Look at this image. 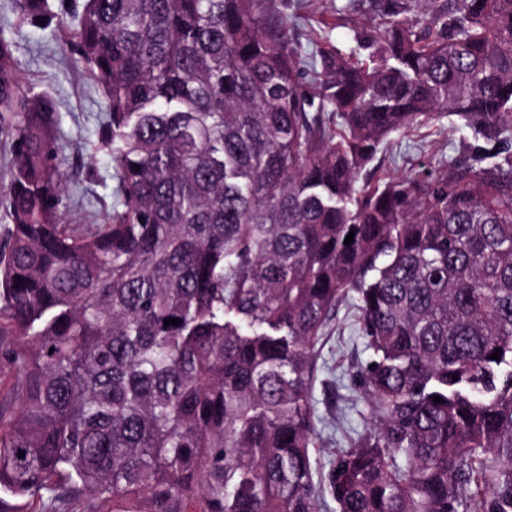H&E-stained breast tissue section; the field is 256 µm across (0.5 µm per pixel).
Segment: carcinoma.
I'll use <instances>...</instances> for the list:
<instances>
[{
    "mask_svg": "<svg viewBox=\"0 0 512 512\" xmlns=\"http://www.w3.org/2000/svg\"><path fill=\"white\" fill-rule=\"evenodd\" d=\"M266 2L85 0L101 224L65 223L58 114L0 28V512H512V0H394L365 60L320 56L315 112ZM445 118L467 162L360 182ZM344 302L377 432L317 484V346Z\"/></svg>",
    "mask_w": 512,
    "mask_h": 512,
    "instance_id": "1",
    "label": "carcinoma"
}]
</instances>
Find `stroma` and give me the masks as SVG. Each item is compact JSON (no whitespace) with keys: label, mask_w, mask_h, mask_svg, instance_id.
Wrapping results in <instances>:
<instances>
[{"label":"stroma","mask_w":512,"mask_h":512,"mask_svg":"<svg viewBox=\"0 0 512 512\" xmlns=\"http://www.w3.org/2000/svg\"><path fill=\"white\" fill-rule=\"evenodd\" d=\"M13 0H0V28L15 33L23 87L47 95L61 119L58 161L69 199L65 217L72 224H97L115 199L110 157L100 151L96 131L105 119L102 89L87 74L69 43L75 27H37L21 21ZM388 0H270L285 23V44L304 63L324 52L366 58L386 17ZM469 146L447 124L413 128L394 135L375 162L378 176L432 175L441 160H460ZM358 312L341 304L318 346L313 383L318 459L328 466L337 449L373 424L370 408L357 387L356 368L367 355L357 328Z\"/></svg>","instance_id":"35a3bbf8"}]
</instances>
